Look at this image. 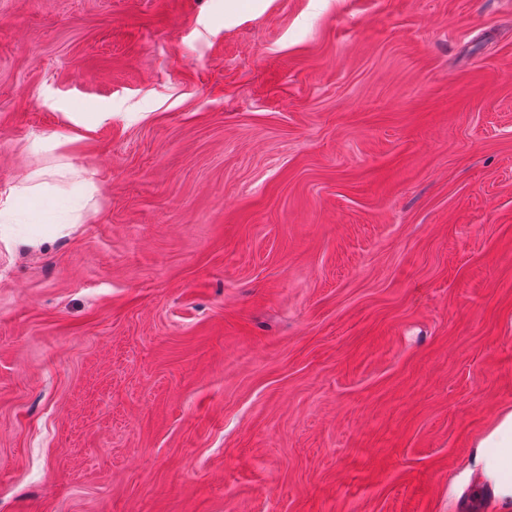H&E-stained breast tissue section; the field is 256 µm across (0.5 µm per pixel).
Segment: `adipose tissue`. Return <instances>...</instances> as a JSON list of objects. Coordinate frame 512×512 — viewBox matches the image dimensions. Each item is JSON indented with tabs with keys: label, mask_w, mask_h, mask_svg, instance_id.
I'll return each instance as SVG.
<instances>
[{
	"label": "adipose tissue",
	"mask_w": 512,
	"mask_h": 512,
	"mask_svg": "<svg viewBox=\"0 0 512 512\" xmlns=\"http://www.w3.org/2000/svg\"><path fill=\"white\" fill-rule=\"evenodd\" d=\"M475 459L501 512H512V411L503 412L478 442Z\"/></svg>",
	"instance_id": "obj_1"
}]
</instances>
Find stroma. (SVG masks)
Returning a JSON list of instances; mask_svg holds the SVG:
<instances>
[{
    "label": "stroma",
    "instance_id": "obj_1",
    "mask_svg": "<svg viewBox=\"0 0 512 512\" xmlns=\"http://www.w3.org/2000/svg\"><path fill=\"white\" fill-rule=\"evenodd\" d=\"M224 2L0 0V512H497L512 0ZM47 187V183L23 186L15 189L4 200L0 197L1 224H14V216L17 213L19 202L23 199L29 198L30 196L44 192ZM92 184H76L71 190L65 193L60 200L59 207L66 213L77 214L74 219L64 222L61 225V230H70L74 227L73 224H81V212L86 207V199L91 190ZM475 459L501 512L512 510V411L503 412L477 443Z\"/></svg>",
    "mask_w": 512,
    "mask_h": 512
}]
</instances>
